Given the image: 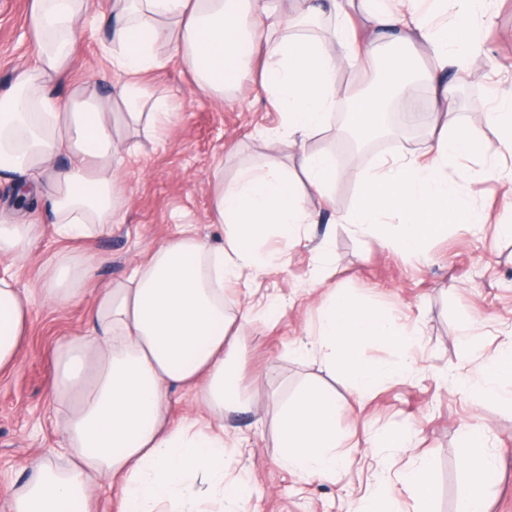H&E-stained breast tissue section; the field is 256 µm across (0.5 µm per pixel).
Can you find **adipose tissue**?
Segmentation results:
<instances>
[{
    "label": "adipose tissue",
    "mask_w": 512,
    "mask_h": 512,
    "mask_svg": "<svg viewBox=\"0 0 512 512\" xmlns=\"http://www.w3.org/2000/svg\"><path fill=\"white\" fill-rule=\"evenodd\" d=\"M298 2L291 14L280 0H114L105 51L117 89L102 94L80 85L61 97L53 81L71 64L90 3L31 0L27 24L36 62L0 91V174L25 178L58 236L89 240L111 230L118 172L131 151L121 128L142 129L151 139L173 118L167 99L151 97L138 80L167 64L165 45L199 88L214 94L261 60L259 89L281 114L270 140L276 149L297 150L298 167H244L228 181L223 164H216L210 221L222 225L223 244L210 246L185 229L159 245L148 264L99 290L85 332L57 349L54 391L67 407L69 465L39 463L22 488L0 489L11 512H70L74 502L89 504L96 477L110 482L118 512H161L172 502L180 512H198L206 489L236 502L252 498L251 484L227 478L229 434L171 426L169 391L197 388L211 410L250 407L230 369L238 341L228 333L224 285L264 272L269 229L295 246L302 225L314 221L304 208L306 192L327 196L339 177L331 153L297 149L328 129L339 97L337 70L349 68L362 82L382 57L393 61L383 89L351 97L354 134L374 131L391 97L413 98L422 86L432 111L450 109L467 75V58L492 21L486 0H457L458 19L450 24L421 14L419 0ZM323 16L332 22L329 37L303 32V22ZM419 43L432 59L425 69L403 61ZM477 151L469 130L452 124L429 135L424 158L400 156L372 173H355L357 202L342 222L377 236L384 247L421 255L449 225L474 220L469 193L450 183L444 169L449 160ZM63 155L69 163L61 167L56 160ZM41 232L35 223L1 224L0 258H26ZM94 276L93 267L60 263L46 277L43 298L53 307L72 304ZM29 317L27 296L11 278L0 277V370L16 365ZM417 334L382 310L336 294L321 312L315 350L362 396L388 373L385 365L362 358L364 344L407 346ZM279 434L282 465L305 480L320 479L340 463L336 400L323 391L306 390L289 403ZM465 443L469 488L455 512H482L495 464L482 429L467 431Z\"/></svg>",
    "instance_id": "1"
}]
</instances>
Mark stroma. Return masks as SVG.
<instances>
[{"mask_svg": "<svg viewBox=\"0 0 512 512\" xmlns=\"http://www.w3.org/2000/svg\"><path fill=\"white\" fill-rule=\"evenodd\" d=\"M88 22L65 75V85L88 83L106 91L114 80L102 54L110 0H90ZM30 0H0V88L35 61L27 25ZM494 21L469 59L472 81L459 91L454 117L481 141L479 155L449 162V182L469 187L477 211L488 223L452 224L447 234L427 242L420 257L383 248L374 236L338 223L357 200V186L339 178L329 199L308 195L309 210L321 221L303 227L304 241L286 266H275L247 284L224 288L228 314L251 307L247 323L232 325L241 351L235 363L240 384L252 401L248 412L209 413L195 391L169 394L173 425L224 426L236 443L230 468L258 490L256 512H345L350 498L368 496L382 475L398 478L412 463L430 460L439 495L435 512H454L466 489L462 469L464 432L483 427L496 460L485 501L487 512H512V404L476 401L466 379L481 375L505 343L512 341V237L499 225L512 222V202L503 181H475L476 173L494 168L512 172V157L500 155L485 125L502 91L512 88V0H496ZM150 94L175 104L172 123L142 152L125 156L117 186L119 222L91 242L61 240L51 216L38 206L18 208L16 186L0 183V221L42 224L44 233L30 256L0 260L18 288L32 294V317L14 369L0 374V487L23 482L37 462L64 464V415L54 400L58 344L79 335L88 324L97 290L126 277L146 263L154 249L176 237L186 225L211 244L223 240L220 225L210 223L215 186L209 179L216 158L224 177L244 166L275 163L291 167L285 154L261 148L262 133L275 130L280 115L261 95L254 71L242 73L236 87L207 94L179 62L144 74ZM400 104L387 114L390 131L375 137L356 156L337 155L338 169L371 171L398 154L422 155L425 137L400 125ZM328 260V276L317 289L310 271ZM63 258L95 266L79 303L56 308L40 294L47 269ZM390 312L421 330L411 348L366 345L365 359L391 370L370 393L355 397L346 375L312 353L321 307L332 292ZM310 385L335 397L337 455L350 456L351 469L314 482L301 480L279 461L277 421L287 401ZM408 426L406 448H369L363 439Z\"/></svg>", "mask_w": 512, "mask_h": 512, "instance_id": "1", "label": "stroma"}]
</instances>
